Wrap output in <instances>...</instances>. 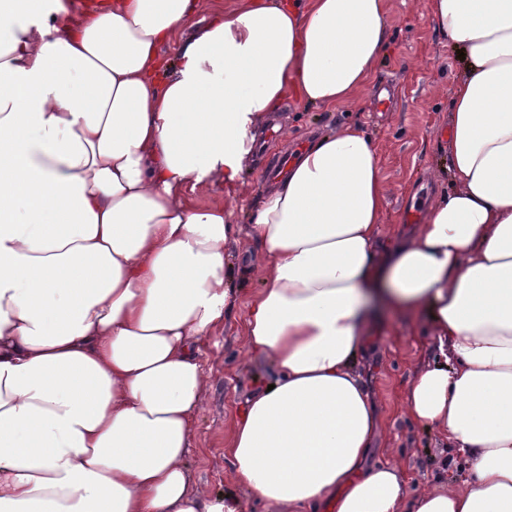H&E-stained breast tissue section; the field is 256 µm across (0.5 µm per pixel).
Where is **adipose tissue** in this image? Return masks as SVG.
Instances as JSON below:
<instances>
[{"instance_id":"ef3b65f1","label":"adipose tissue","mask_w":512,"mask_h":512,"mask_svg":"<svg viewBox=\"0 0 512 512\" xmlns=\"http://www.w3.org/2000/svg\"><path fill=\"white\" fill-rule=\"evenodd\" d=\"M0 0V512H241L186 467L203 337L236 306L234 189L287 99L346 106L389 41V0ZM464 52L446 195L379 254L386 180L359 126L266 189L242 334L273 389L236 416L233 482L265 512H512V0H424ZM177 44L175 57L163 49ZM430 338L404 410L463 478L367 465L370 306Z\"/></svg>"}]
</instances>
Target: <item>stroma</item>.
I'll list each match as a JSON object with an SVG mask.
<instances>
[{"instance_id": "stroma-1", "label": "stroma", "mask_w": 512, "mask_h": 512, "mask_svg": "<svg viewBox=\"0 0 512 512\" xmlns=\"http://www.w3.org/2000/svg\"><path fill=\"white\" fill-rule=\"evenodd\" d=\"M389 4L390 47L358 105L285 103L275 119L283 136L253 152L235 190L225 191L216 181L196 192L201 201L224 202L237 229L228 246L237 308L223 329L204 339L201 358L209 382L187 458L193 483L211 497L232 487V464L225 448L235 413L274 372L269 359L248 355L241 322L247 302L259 288L255 267L263 260L262 249L247 236V224L281 156L295 154L316 135L341 124H358L376 148L386 178L381 226L385 241L409 231L410 211L425 212L448 188L445 180L436 179L435 171L443 162L438 144L448 134L450 90L459 72L457 54L434 31L421 0H389ZM383 89L389 99L379 111L374 101ZM375 316L380 322L377 335L359 363L381 411L370 459L399 465L416 489L455 481L458 473L448 466L447 451L436 432L403 412L405 391L424 358L428 325L414 312L391 305H377Z\"/></svg>"}]
</instances>
